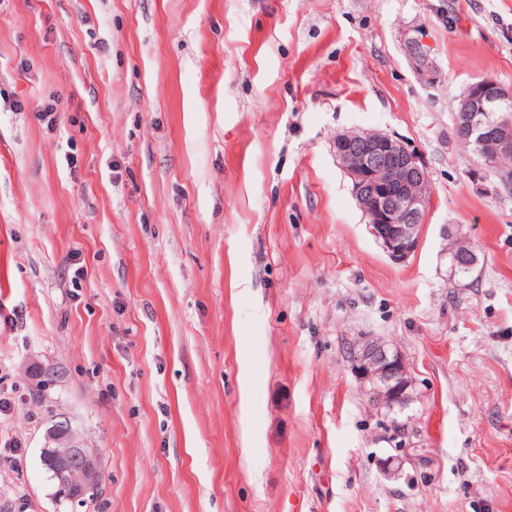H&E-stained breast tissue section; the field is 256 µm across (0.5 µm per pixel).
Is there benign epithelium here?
<instances>
[{
    "mask_svg": "<svg viewBox=\"0 0 512 512\" xmlns=\"http://www.w3.org/2000/svg\"><path fill=\"white\" fill-rule=\"evenodd\" d=\"M454 136L481 157H512V89L488 78L471 83L455 112ZM333 148L371 234L392 261H406L418 248L432 196L422 156L379 131L339 134ZM453 237L448 232L447 253L459 275L474 267L476 255L458 250ZM348 360L361 382L369 385L366 395L374 405L390 410L406 403L410 381L398 351L378 340H356L349 344ZM43 450L53 462L56 495L78 500L98 483L95 454L84 448L82 435L69 419L47 428Z\"/></svg>",
    "mask_w": 512,
    "mask_h": 512,
    "instance_id": "obj_1",
    "label": "benign epithelium"
}]
</instances>
